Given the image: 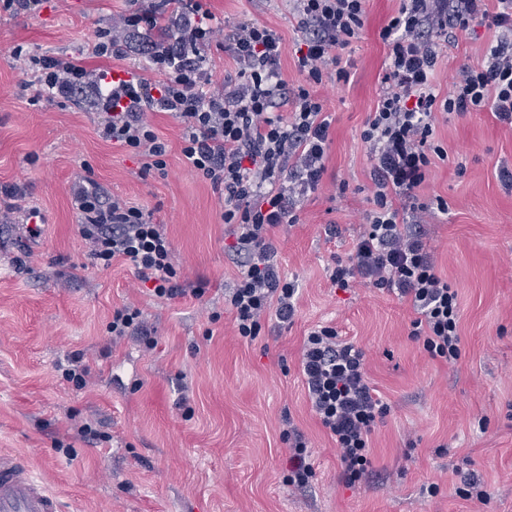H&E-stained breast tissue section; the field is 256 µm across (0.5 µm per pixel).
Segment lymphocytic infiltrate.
Wrapping results in <instances>:
<instances>
[{
  "label": "lymphocytic infiltrate",
  "mask_w": 512,
  "mask_h": 512,
  "mask_svg": "<svg viewBox=\"0 0 512 512\" xmlns=\"http://www.w3.org/2000/svg\"><path fill=\"white\" fill-rule=\"evenodd\" d=\"M293 2L302 35L297 68L305 82L292 90L278 69L280 36L246 21L220 33L209 23L204 0H131L130 10L97 30V57L146 55L145 75L90 69L70 56L12 51L32 77L35 98H81L102 114L100 136L142 157L144 172L167 167V145L150 113L180 121L185 162L224 197L222 217L241 259L224 307L238 336L249 340L269 318L285 323L295 315L298 289L279 271L272 232L297 223L301 204L321 186L331 122L314 89L328 77L348 80L340 52L367 19V0ZM498 2L500 11L492 12L486 0H402L381 29L389 66L361 133L370 150L373 207L348 259L336 261L329 274L342 290L362 283L410 300L417 313L411 338L450 365L461 356L458 292L439 275L412 227L448 209L443 197L428 204L417 195L436 162L448 156L434 138L439 117L488 111L512 125V0ZM478 26L498 30L495 45L482 62L456 70L446 95L435 94L439 38ZM219 38L236 74L216 88L202 51ZM72 203L94 265L131 262L140 285L160 299L204 295V288L182 280L171 241L141 208L86 178L75 182ZM301 375L313 411L336 444L344 481L359 482L371 465V435L390 410L367 380L363 348L341 339L334 327H317L303 340ZM284 440L288 484L305 487L315 476L306 438L292 426Z\"/></svg>",
  "instance_id": "1"
}]
</instances>
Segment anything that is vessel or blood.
Wrapping results in <instances>:
<instances>
[{
  "label": "vessel or blood",
  "instance_id": "b4317fda",
  "mask_svg": "<svg viewBox=\"0 0 512 512\" xmlns=\"http://www.w3.org/2000/svg\"><path fill=\"white\" fill-rule=\"evenodd\" d=\"M0 512H59L58 498L18 456L0 451Z\"/></svg>",
  "mask_w": 512,
  "mask_h": 512
}]
</instances>
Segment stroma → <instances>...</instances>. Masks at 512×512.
Instances as JSON below:
<instances>
[{
	"instance_id": "35a3bbf8",
	"label": "stroma",
	"mask_w": 512,
	"mask_h": 512,
	"mask_svg": "<svg viewBox=\"0 0 512 512\" xmlns=\"http://www.w3.org/2000/svg\"><path fill=\"white\" fill-rule=\"evenodd\" d=\"M211 23L240 21L283 39L279 68L302 83L294 50L301 37L291 0H208ZM400 0H368L365 28L343 51L348 84L318 93L332 119L321 188L293 226L275 229L280 271L297 282L292 321H266L241 339L224 309L238 268L227 250L223 202L181 154V125L150 119L169 145L166 173L98 134L101 115L71 101L34 100L14 47L70 55L88 68L98 28L127 11L128 0H44L33 15L0 10V195L13 209L0 223V451L20 457L57 494L60 512H512V189L497 177L512 168V126L486 112L450 116L436 136L448 151L418 190L442 196L421 232L440 275L459 293L461 357L449 366L409 336L410 302L375 288L332 285L334 257H346L370 204L369 146L361 132L381 89L386 48L379 31ZM495 30L479 26L442 46L433 75L447 92L462 64L484 59ZM87 178L163 225L184 279L202 297L161 302L142 292L132 265L93 266L78 233L71 187ZM347 182L344 194L336 186ZM42 216L30 236V211ZM335 225V236L325 233ZM143 313L156 345L141 336L113 339L115 309ZM219 311L211 320V311ZM335 327L365 351L372 386L391 410L372 435V472L344 483L335 443L311 410L299 360L305 336ZM85 354L83 389L64 380L68 356ZM92 422L98 443L74 441L59 452L70 415ZM296 425L310 444L312 485L289 487L288 446ZM482 479L487 504L457 494L462 474ZM437 484V494L426 491Z\"/></svg>"
}]
</instances>
